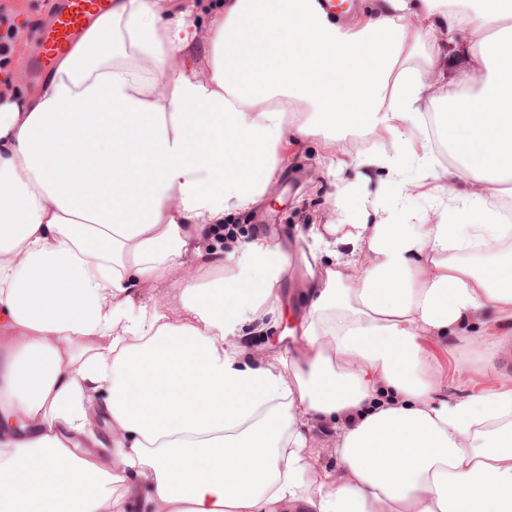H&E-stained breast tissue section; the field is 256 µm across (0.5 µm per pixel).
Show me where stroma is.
Returning a JSON list of instances; mask_svg holds the SVG:
<instances>
[{"label": "stroma", "instance_id": "obj_1", "mask_svg": "<svg viewBox=\"0 0 512 512\" xmlns=\"http://www.w3.org/2000/svg\"><path fill=\"white\" fill-rule=\"evenodd\" d=\"M63 0H0V13L18 17L26 27L11 56L12 64H24L27 73L23 78H11L0 86V93L11 94L21 90L34 93L41 84L31 67L42 54L38 37L40 27L48 25ZM389 140L376 135L351 136L337 142L336 154L348 162L340 176L329 175L327 161L318 140L302 145L297 155L278 174L267 196L250 210L227 217L226 222L236 227L242 238L264 232L287 245L291 265L282 283V308L275 327L259 333L245 329L242 344L247 357L272 361L280 357L292 358L301 349V342L293 338L301 317L307 308L305 298V270L303 254L307 250L303 238L308 226L333 224L338 213L332 200L341 185H360L362 193H375L385 171L370 169L368 184H360L357 167L359 157L390 150ZM397 180L400 190L392 198L393 207L400 213L411 215L413 223L434 222L440 210L448 204L447 196L434 193L435 179L430 169L421 167L414 157H407L400 168ZM414 186V193H407V186ZM481 339L478 336H452L437 342H427L426 348L438 363L443 383L449 396L459 397L498 387L504 369L500 360L490 363L477 362Z\"/></svg>", "mask_w": 512, "mask_h": 512}]
</instances>
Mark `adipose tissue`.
Listing matches in <instances>:
<instances>
[{
  "label": "adipose tissue",
  "mask_w": 512,
  "mask_h": 512,
  "mask_svg": "<svg viewBox=\"0 0 512 512\" xmlns=\"http://www.w3.org/2000/svg\"><path fill=\"white\" fill-rule=\"evenodd\" d=\"M113 0L33 97L0 100V512H512V388L448 397L424 343L512 342V0ZM448 209L413 224L343 186L311 227L304 347L238 338L281 303L285 248L223 249L284 142L420 138L424 36ZM482 185L476 194L474 185ZM168 282L175 305L139 304ZM103 417L99 435L93 416ZM336 431L335 471L310 428Z\"/></svg>",
  "instance_id": "obj_1"
}]
</instances>
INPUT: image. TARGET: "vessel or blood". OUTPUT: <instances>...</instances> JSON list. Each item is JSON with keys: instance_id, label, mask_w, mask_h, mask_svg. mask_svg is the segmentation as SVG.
<instances>
[{"instance_id": "b4317fda", "label": "vessel or blood", "mask_w": 512, "mask_h": 512, "mask_svg": "<svg viewBox=\"0 0 512 512\" xmlns=\"http://www.w3.org/2000/svg\"><path fill=\"white\" fill-rule=\"evenodd\" d=\"M111 6L112 0H64L54 25L42 35L41 67H49L84 31L91 19L108 12Z\"/></svg>"}]
</instances>
